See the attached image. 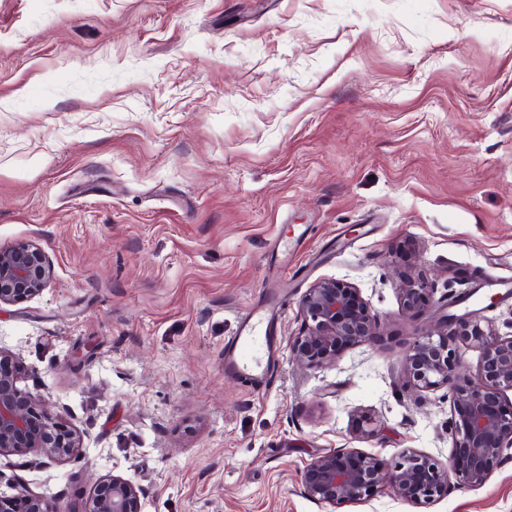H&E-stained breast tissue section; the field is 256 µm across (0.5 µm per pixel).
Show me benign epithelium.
Returning a JSON list of instances; mask_svg holds the SVG:
<instances>
[{"mask_svg":"<svg viewBox=\"0 0 512 512\" xmlns=\"http://www.w3.org/2000/svg\"><path fill=\"white\" fill-rule=\"evenodd\" d=\"M52 265L35 243L0 247V305H11L40 294L52 276ZM402 309L427 306L432 289L422 279H405L399 288ZM307 322L289 342L298 362L311 368L336 361L343 348L370 344L380 335L381 322L357 288L338 280H322L300 301ZM480 351L472 374L457 344ZM406 381L420 391L445 388L454 416L453 451L441 465L413 450L391 463L358 450H331L317 456L301 472L306 496L322 512L358 504L385 491L425 508L444 493L451 481L483 486L492 466L512 450V334L503 336L472 313L448 314L441 325L405 348ZM11 354L0 347V456L20 453L65 461L82 449L80 437L61 419L49 414L43 399L18 386ZM18 496L26 512H60V508L20 483ZM141 488L114 475L100 480L89 512H141Z\"/></svg>","mask_w":512,"mask_h":512,"instance_id":"obj_1","label":"benign epithelium"}]
</instances>
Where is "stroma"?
I'll list each match as a JSON object with an SVG mask.
<instances>
[{
  "label": "stroma",
  "instance_id": "obj_1",
  "mask_svg": "<svg viewBox=\"0 0 512 512\" xmlns=\"http://www.w3.org/2000/svg\"><path fill=\"white\" fill-rule=\"evenodd\" d=\"M23 242L53 276L0 307V347L83 448L0 457V493L88 512L113 474L142 512H320L300 475L329 450L447 463V395L401 358L449 312L512 333V0H0V246ZM404 276L429 306L403 312ZM325 279L384 330L307 368L288 343ZM275 292L274 366L225 374ZM426 512H512V457Z\"/></svg>",
  "mask_w": 512,
  "mask_h": 512
}]
</instances>
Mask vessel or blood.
<instances>
[{"mask_svg": "<svg viewBox=\"0 0 512 512\" xmlns=\"http://www.w3.org/2000/svg\"><path fill=\"white\" fill-rule=\"evenodd\" d=\"M280 309L277 297H270L265 309L249 308L241 316L240 326L235 336L224 343V363L227 369L243 373L250 370H265L269 363V340L260 339L261 329Z\"/></svg>", "mask_w": 512, "mask_h": 512, "instance_id": "b4317fda", "label": "vessel or blood"}]
</instances>
